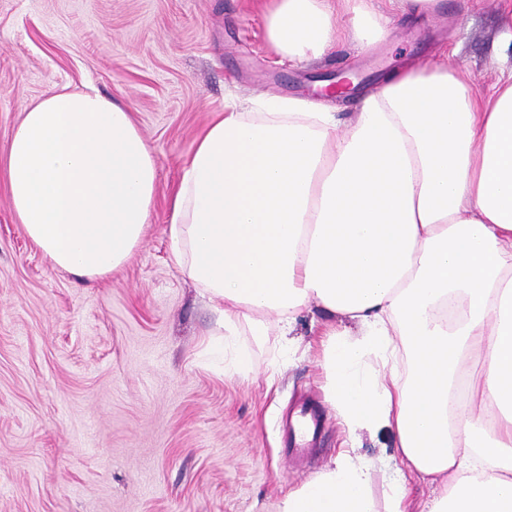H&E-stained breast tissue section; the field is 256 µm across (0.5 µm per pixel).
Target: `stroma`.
I'll return each mask as SVG.
<instances>
[{
    "instance_id": "obj_1",
    "label": "stroma",
    "mask_w": 512,
    "mask_h": 512,
    "mask_svg": "<svg viewBox=\"0 0 512 512\" xmlns=\"http://www.w3.org/2000/svg\"><path fill=\"white\" fill-rule=\"evenodd\" d=\"M488 0H438L427 18L395 16L371 50L337 46L296 63L276 56L261 0H0V158L22 107L95 86L127 104L157 161L145 237L127 263L87 280L53 267L26 235L0 178V512H278L347 447L329 401L319 333L297 318L296 345L249 347L253 371L224 370L216 303L170 258L168 203L184 161L227 101L299 97L344 73L342 117L391 69L419 59L466 64L478 89L512 49ZM316 406L323 427L293 460L286 419ZM376 502L396 469L395 436L362 433Z\"/></svg>"
}]
</instances>
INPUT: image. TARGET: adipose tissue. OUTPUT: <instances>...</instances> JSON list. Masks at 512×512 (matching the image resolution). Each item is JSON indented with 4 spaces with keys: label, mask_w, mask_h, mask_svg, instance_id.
Masks as SVG:
<instances>
[{
    "label": "adipose tissue",
    "mask_w": 512,
    "mask_h": 512,
    "mask_svg": "<svg viewBox=\"0 0 512 512\" xmlns=\"http://www.w3.org/2000/svg\"><path fill=\"white\" fill-rule=\"evenodd\" d=\"M269 0L268 43L308 62L370 49L390 13L437 0ZM13 213L80 278L120 269L155 205L157 163L128 107L95 89L25 105L0 161ZM171 258L241 335L289 348L299 314L335 317L323 364L350 434L394 431L404 466L377 510L369 462L341 452L278 512H512V71L478 91L464 64L393 70L349 121L308 98L228 103L169 202ZM469 396L456 390L470 365ZM429 483L414 509L408 477Z\"/></svg>",
    "instance_id": "obj_1"
}]
</instances>
